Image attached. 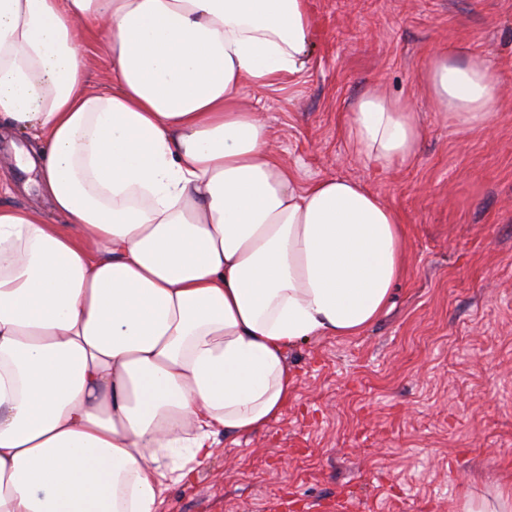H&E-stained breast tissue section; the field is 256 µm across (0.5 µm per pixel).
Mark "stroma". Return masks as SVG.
<instances>
[{
    "mask_svg": "<svg viewBox=\"0 0 512 512\" xmlns=\"http://www.w3.org/2000/svg\"><path fill=\"white\" fill-rule=\"evenodd\" d=\"M307 69L241 88L297 183H364L404 218L407 270L363 333L292 349V398L278 420L222 440L161 512H452L465 491L512 480V0H308ZM458 44L485 55L502 89L496 124L465 132L433 108L420 75ZM380 87L425 126L416 158L380 168L351 154L352 103ZM28 134L0 138V202L47 199L16 165Z\"/></svg>",
    "mask_w": 512,
    "mask_h": 512,
    "instance_id": "stroma-1",
    "label": "stroma"
}]
</instances>
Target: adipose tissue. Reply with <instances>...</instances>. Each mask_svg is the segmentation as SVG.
Masks as SVG:
<instances>
[{
  "instance_id": "adipose-tissue-1",
  "label": "adipose tissue",
  "mask_w": 512,
  "mask_h": 512,
  "mask_svg": "<svg viewBox=\"0 0 512 512\" xmlns=\"http://www.w3.org/2000/svg\"><path fill=\"white\" fill-rule=\"evenodd\" d=\"M313 31L307 0H0V126L38 141L19 164L63 218L0 206V512H159L218 436L279 418L299 342L389 307L401 215L349 178L296 185L238 103L303 71ZM420 81L462 130L497 115L484 55L438 50ZM423 136L409 100L351 106L359 160ZM454 512H512V484ZM88 82L99 92H112V65L103 57L93 56Z\"/></svg>"
}]
</instances>
